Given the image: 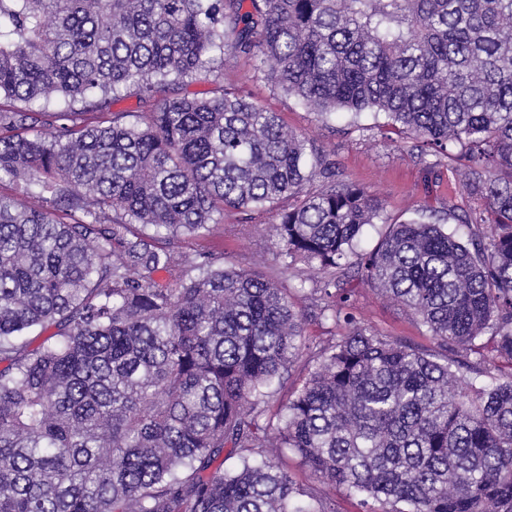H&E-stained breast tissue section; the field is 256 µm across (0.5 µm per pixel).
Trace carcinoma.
<instances>
[{"mask_svg":"<svg viewBox=\"0 0 512 512\" xmlns=\"http://www.w3.org/2000/svg\"><path fill=\"white\" fill-rule=\"evenodd\" d=\"M240 57L453 156L485 230L390 218L226 78ZM131 93L143 111L113 109ZM4 182L25 202L0 193V512H334L282 448L370 512H512V0H0ZM268 213L278 276L174 265ZM377 222L361 277L432 348L348 312L338 271ZM299 264L344 329L316 352Z\"/></svg>","mask_w":512,"mask_h":512,"instance_id":"carcinoma-1","label":"carcinoma"}]
</instances>
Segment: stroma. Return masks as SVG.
<instances>
[{"label": "stroma", "mask_w": 512, "mask_h": 512, "mask_svg": "<svg viewBox=\"0 0 512 512\" xmlns=\"http://www.w3.org/2000/svg\"><path fill=\"white\" fill-rule=\"evenodd\" d=\"M229 74L245 92L270 111L280 113L284 123L294 131L313 139L335 159L345 180L364 187L378 198L387 215L409 219L423 215L425 220L443 224L460 238L472 233L470 225L459 223L457 214L477 210L480 199L457 187L453 161L445 156L418 158L412 140L394 133L379 135L367 132L373 123L370 114L362 115L359 124H351L347 115L323 118L274 92L255 78L251 62L240 58L231 61ZM274 219L264 215L251 231L228 234L216 229L214 235L199 242H178L171 250L175 262H182L197 249L222 254L237 266L265 272L276 269ZM298 310L305 315V340L314 347L327 345L338 336L334 325L314 313V288L319 285L315 270L302 268L299 277L288 279ZM351 308L362 326L387 335L400 336L421 346L430 340L422 327L400 306L380 297L357 279H350Z\"/></svg>", "instance_id": "35a3bbf8"}]
</instances>
